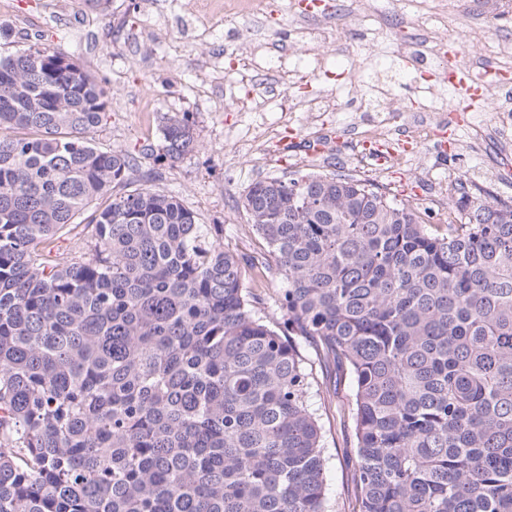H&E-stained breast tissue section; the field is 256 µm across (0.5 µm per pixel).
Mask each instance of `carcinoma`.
Returning <instances> with one entry per match:
<instances>
[{"mask_svg": "<svg viewBox=\"0 0 512 512\" xmlns=\"http://www.w3.org/2000/svg\"><path fill=\"white\" fill-rule=\"evenodd\" d=\"M105 111L50 46L0 56V512H337L315 364L352 384L351 512H512V205L461 182L439 234L356 175L258 180L246 288L223 225L112 193L136 162L94 143Z\"/></svg>", "mask_w": 512, "mask_h": 512, "instance_id": "obj_1", "label": "carcinoma"}]
</instances>
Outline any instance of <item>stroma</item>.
<instances>
[{
    "instance_id": "1",
    "label": "stroma",
    "mask_w": 512,
    "mask_h": 512,
    "mask_svg": "<svg viewBox=\"0 0 512 512\" xmlns=\"http://www.w3.org/2000/svg\"><path fill=\"white\" fill-rule=\"evenodd\" d=\"M271 2L273 17L232 15L207 24L187 0H108L101 10L83 0H0V24L11 29L0 40V54L45 43L89 72L107 96L96 144L134 156L133 186L152 174L155 188L178 195L201 223L223 225L225 248L241 256L264 253L242 207L249 186L295 172L346 171L371 179L426 213L441 233L448 222L441 186L463 179L512 203V183L489 180L499 162V131L488 118L473 124L468 112L430 113L427 137L410 140L403 163L379 165L365 157L346 164V156L363 147L353 112L343 104L331 112L292 111L290 100L334 92L337 74L358 66L364 82L388 85L394 110L410 114L421 97L417 64L407 54L374 64L367 46L373 32L387 27L385 17L374 13L361 25L333 22L310 51L325 69L297 81L288 67L295 45L307 40L306 21L297 17L295 0ZM482 2L447 0L442 18L465 49V67L475 71L492 62L497 39L512 35V14L483 17ZM174 113L189 120L198 148L171 165L143 148L159 145L162 126ZM443 130L448 149L441 154L435 142ZM351 394L349 380L340 376L335 392L314 400L324 428L329 491L343 510L354 498L355 448L352 420L337 409Z\"/></svg>"
}]
</instances>
